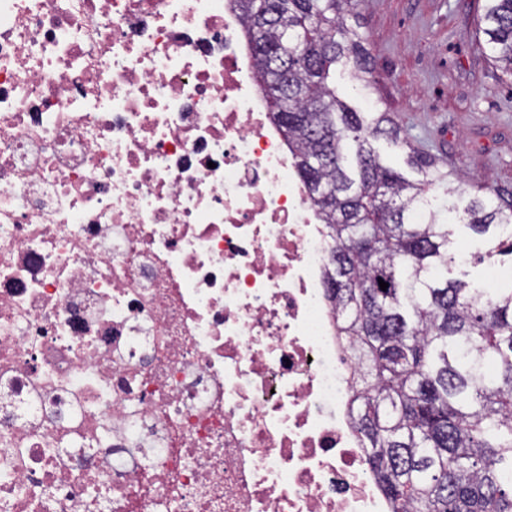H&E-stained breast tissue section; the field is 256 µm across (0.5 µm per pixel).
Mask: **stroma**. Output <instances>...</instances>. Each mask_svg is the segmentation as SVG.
<instances>
[{"mask_svg": "<svg viewBox=\"0 0 512 512\" xmlns=\"http://www.w3.org/2000/svg\"><path fill=\"white\" fill-rule=\"evenodd\" d=\"M483 0H360L361 33L373 85L352 91L337 71L339 96L360 112H387L415 148L470 184L512 195V78L482 47Z\"/></svg>", "mask_w": 512, "mask_h": 512, "instance_id": "35a3bbf8", "label": "stroma"}]
</instances>
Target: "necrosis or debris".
<instances>
[{
  "label": "necrosis or debris",
  "mask_w": 512,
  "mask_h": 512,
  "mask_svg": "<svg viewBox=\"0 0 512 512\" xmlns=\"http://www.w3.org/2000/svg\"><path fill=\"white\" fill-rule=\"evenodd\" d=\"M242 36L231 0H0V512H391Z\"/></svg>",
  "instance_id": "1"
}]
</instances>
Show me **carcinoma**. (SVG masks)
<instances>
[{
    "label": "carcinoma",
    "mask_w": 512,
    "mask_h": 512,
    "mask_svg": "<svg viewBox=\"0 0 512 512\" xmlns=\"http://www.w3.org/2000/svg\"><path fill=\"white\" fill-rule=\"evenodd\" d=\"M254 79L334 242L338 333L351 347L353 423L391 512H512V272L485 290L452 251L465 229L482 264L512 254V202L430 194L465 181L410 147L387 112H357L332 77L372 59L357 0H235ZM478 28L512 75V0H484ZM410 148L416 183L375 142ZM461 212L459 224L448 213ZM388 283L381 290L379 281Z\"/></svg>",
    "instance_id": "obj_1"
}]
</instances>
